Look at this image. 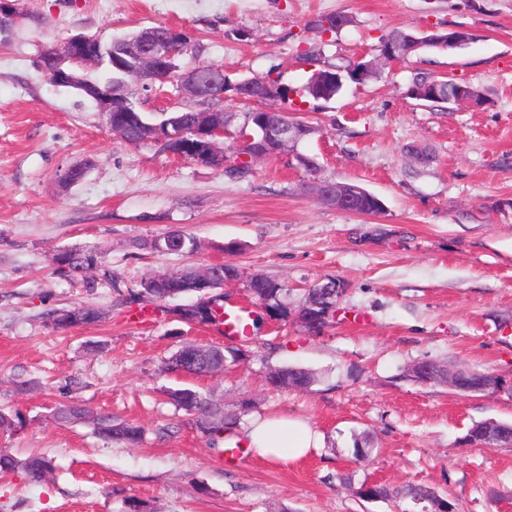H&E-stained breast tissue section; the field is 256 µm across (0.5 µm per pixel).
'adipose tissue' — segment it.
<instances>
[{
    "label": "adipose tissue",
    "instance_id": "ef3b65f1",
    "mask_svg": "<svg viewBox=\"0 0 512 512\" xmlns=\"http://www.w3.org/2000/svg\"><path fill=\"white\" fill-rule=\"evenodd\" d=\"M252 455L274 464H292L321 448L323 437L299 417L269 416L254 420L230 438Z\"/></svg>",
    "mask_w": 512,
    "mask_h": 512
}]
</instances>
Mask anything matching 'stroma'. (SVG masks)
I'll use <instances>...</instances> for the list:
<instances>
[{"label": "stroma", "mask_w": 512, "mask_h": 512, "mask_svg": "<svg viewBox=\"0 0 512 512\" xmlns=\"http://www.w3.org/2000/svg\"><path fill=\"white\" fill-rule=\"evenodd\" d=\"M31 23L0 40V409L25 423L0 448L52 458L47 483L0 478V512H422L356 498L362 481L411 482L457 500L462 512H512V448L465 444L489 418L512 422V0H20ZM351 26L318 35L317 16ZM163 25L182 31L199 60L228 81L267 75L300 88L317 66L344 67L374 53L381 35L464 28L452 55L424 54L346 83L332 100H271L316 127L300 145L321 176L378 195L377 215L351 214L307 191L312 176L287 156L250 161L246 174L174 156L157 142L113 135L93 103L55 86L37 66L44 45L77 34L103 40ZM246 29L250 38L239 39ZM466 82L483 106L431 107L410 97L415 72ZM425 150L430 163L413 154ZM84 178L62 186L74 166ZM180 230L194 252L145 249ZM235 251H225L227 243ZM101 248L114 286L87 287L53 273L57 251ZM214 262L262 275L298 305L304 288L335 280V317L318 332L296 315L229 339L175 319L193 296L131 302L151 273ZM91 304L92 325L61 333L48 312ZM102 351H89L93 342ZM187 344L233 347L246 359L214 376L168 372ZM433 360L486 371L503 389L463 394L410 380ZM302 367L315 382L281 389L267 377ZM208 393L225 411L248 403L242 425L297 416L323 446L286 466L228 456L177 409L168 390ZM76 403L137 422L142 444L98 438L90 423L52 413ZM374 453L356 462V439ZM350 476L352 486L340 479Z\"/></svg>", "instance_id": "stroma-1"}]
</instances>
